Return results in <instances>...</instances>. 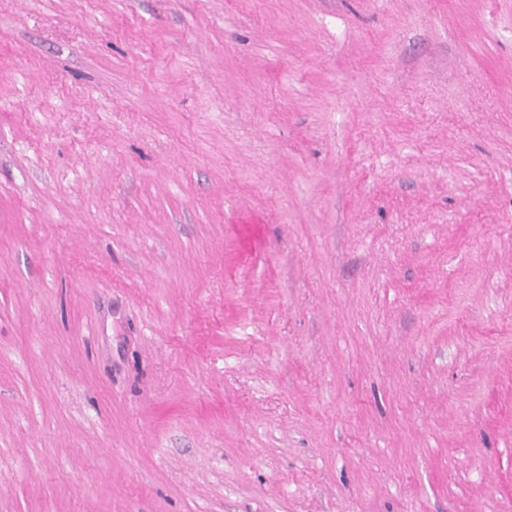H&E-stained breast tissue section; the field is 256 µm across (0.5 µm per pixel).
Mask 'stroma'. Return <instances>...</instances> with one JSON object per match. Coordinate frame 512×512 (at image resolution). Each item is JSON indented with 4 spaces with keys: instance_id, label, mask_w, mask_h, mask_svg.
Returning a JSON list of instances; mask_svg holds the SVG:
<instances>
[{
    "instance_id": "obj_1",
    "label": "stroma",
    "mask_w": 512,
    "mask_h": 512,
    "mask_svg": "<svg viewBox=\"0 0 512 512\" xmlns=\"http://www.w3.org/2000/svg\"><path fill=\"white\" fill-rule=\"evenodd\" d=\"M0 512H512V0H0Z\"/></svg>"
}]
</instances>
